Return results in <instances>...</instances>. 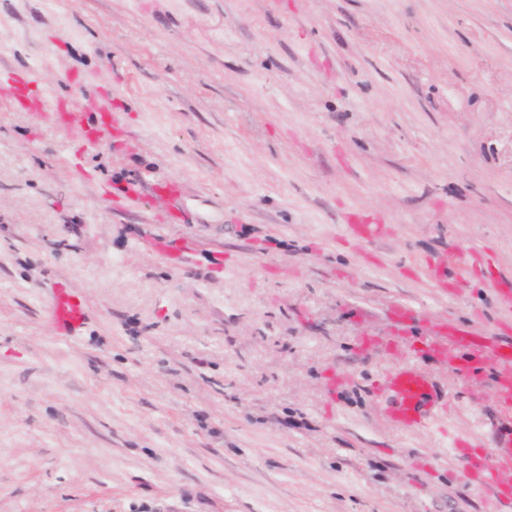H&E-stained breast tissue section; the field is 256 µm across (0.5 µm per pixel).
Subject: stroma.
<instances>
[{
  "label": "stroma",
  "instance_id": "stroma-1",
  "mask_svg": "<svg viewBox=\"0 0 512 512\" xmlns=\"http://www.w3.org/2000/svg\"><path fill=\"white\" fill-rule=\"evenodd\" d=\"M0 65L106 94L78 141L0 101V512H488L492 388L447 367L408 433L371 389L403 303L424 336L512 281V0H0ZM172 177L118 210L96 183ZM356 208L390 230L342 237ZM186 238L187 265L154 248ZM481 250L467 284L429 257ZM84 303L56 331L58 284ZM185 186L178 180H155L150 189V196L163 200L166 204V219L176 224H189L188 214L183 208Z\"/></svg>",
  "mask_w": 512,
  "mask_h": 512
}]
</instances>
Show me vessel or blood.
<instances>
[{
	"label": "vessel or blood",
	"instance_id": "obj_1",
	"mask_svg": "<svg viewBox=\"0 0 512 512\" xmlns=\"http://www.w3.org/2000/svg\"><path fill=\"white\" fill-rule=\"evenodd\" d=\"M33 82V71L0 67V97L8 99L17 111L33 113L40 120L64 127L81 142L83 149L101 147L118 127L120 117L113 112L107 99L81 95L64 104L50 97L47 91L32 93L30 86ZM184 193L183 183L174 179L154 181L148 188L136 179L116 189L108 185L100 188L101 196L111 199L120 210L138 207L148 196L162 200L166 204L167 219L179 224L188 221L183 208ZM386 231L385 224L363 212L351 210L344 216V233L354 240L372 243L382 238ZM470 257V252L452 250L447 257L429 261L428 268L439 279L444 278L446 270H453L456 281L461 282L465 279ZM83 309L82 302L66 288H58L51 309L58 331L66 335L75 330L83 318ZM394 313L407 327L404 335L392 339L400 350L402 361L383 382L390 393L386 415L394 425L410 431L421 427L436 411L446 408V394L422 368L428 358L447 362L455 374L467 382L488 377L502 414H512V342L452 325L448 328L447 342L435 345L426 337L409 332L408 327L415 317L412 308L400 304L395 306ZM496 445V453L476 464L464 460L462 467L466 470L479 468V486L487 493L492 512H507L512 507V434H501Z\"/></svg>",
	"mask_w": 512,
	"mask_h": 512
}]
</instances>
